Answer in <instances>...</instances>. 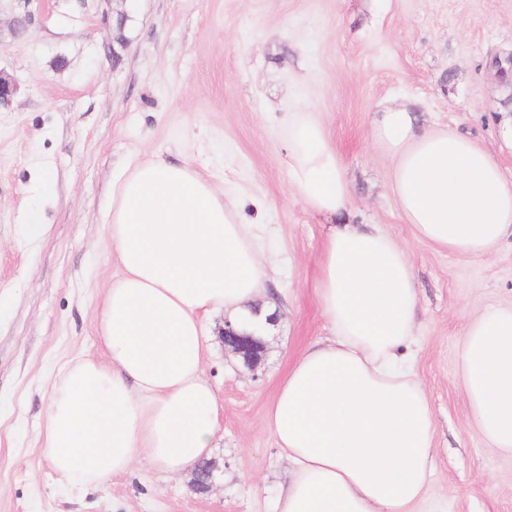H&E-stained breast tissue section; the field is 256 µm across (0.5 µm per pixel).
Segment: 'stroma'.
<instances>
[{"instance_id":"obj_1","label":"stroma","mask_w":512,"mask_h":512,"mask_svg":"<svg viewBox=\"0 0 512 512\" xmlns=\"http://www.w3.org/2000/svg\"><path fill=\"white\" fill-rule=\"evenodd\" d=\"M26 12L32 24L14 34ZM500 49L512 50V0H0V73L18 86L0 106V512H270L288 464L267 410L279 376L327 334L315 292L324 220L295 198L279 133L301 105L321 112L341 156L351 222L380 225L412 263L415 370L435 429L429 499L512 512V456L486 448L458 386L468 319L512 303V243L469 258L418 240L371 139L380 102L409 99L512 179V78L487 68ZM154 155L191 163L264 225L284 319L253 370L225 352L223 316L206 319L221 410L212 456L224 464L210 493L146 467L79 493L38 433L58 367L104 357L112 180Z\"/></svg>"}]
</instances>
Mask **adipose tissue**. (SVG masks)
<instances>
[{
	"label": "adipose tissue",
	"mask_w": 512,
	"mask_h": 512,
	"mask_svg": "<svg viewBox=\"0 0 512 512\" xmlns=\"http://www.w3.org/2000/svg\"><path fill=\"white\" fill-rule=\"evenodd\" d=\"M280 134L297 198L327 218L317 296L329 334L280 376L267 424L289 466L273 512H447L427 500L434 423L409 347L417 291L407 251L375 224H339L351 185L320 113H287ZM372 140L416 238L482 258L512 240V185L469 135L415 128L407 100L383 103ZM108 236L119 274L101 304L107 360L58 371L40 439L83 491L145 463L176 477L210 453L219 408L203 367L205 315L266 333L262 225L187 164L127 165L112 183ZM459 383L492 451L512 455V305L466 325Z\"/></svg>",
	"instance_id": "obj_1"
}]
</instances>
